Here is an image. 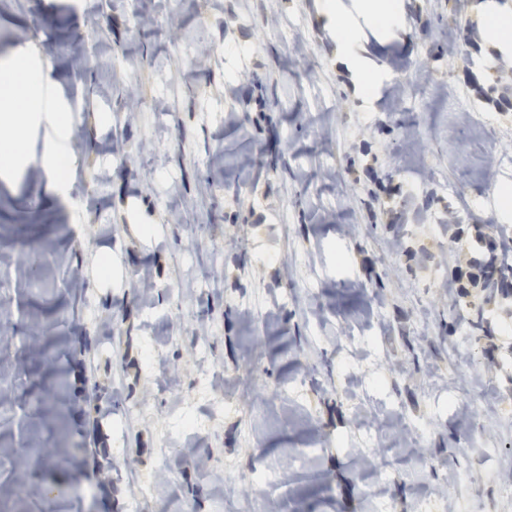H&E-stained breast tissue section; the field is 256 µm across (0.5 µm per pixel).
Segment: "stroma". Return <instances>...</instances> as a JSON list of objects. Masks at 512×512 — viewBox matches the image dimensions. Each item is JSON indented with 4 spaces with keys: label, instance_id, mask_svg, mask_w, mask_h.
Returning <instances> with one entry per match:
<instances>
[{
    "label": "stroma",
    "instance_id": "1",
    "mask_svg": "<svg viewBox=\"0 0 512 512\" xmlns=\"http://www.w3.org/2000/svg\"><path fill=\"white\" fill-rule=\"evenodd\" d=\"M482 2L400 0L383 29L339 0L365 95L321 0H0V50L82 107L64 194L46 123L0 169V337L59 342L0 442L65 462L0 472L15 512L77 482L74 512L170 484L179 512H512V288L466 284L512 227V60ZM337 2L336 0V8L333 0H327L324 4V13L332 19V27L336 35V51L350 59L357 81L366 93L377 82L379 72L371 68L365 60L351 55V45L356 38L355 31L349 17Z\"/></svg>",
    "mask_w": 512,
    "mask_h": 512
}]
</instances>
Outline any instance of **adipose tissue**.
Returning a JSON list of instances; mask_svg holds the SVG:
<instances>
[{"label":"adipose tissue","instance_id":"ef3b65f1","mask_svg":"<svg viewBox=\"0 0 512 512\" xmlns=\"http://www.w3.org/2000/svg\"><path fill=\"white\" fill-rule=\"evenodd\" d=\"M47 121L54 137L45 164L57 186L67 183L72 165L67 143L72 132L68 113L49 108L40 72L28 57L16 56L0 65V165L21 160L25 134L34 118Z\"/></svg>","mask_w":512,"mask_h":512}]
</instances>
